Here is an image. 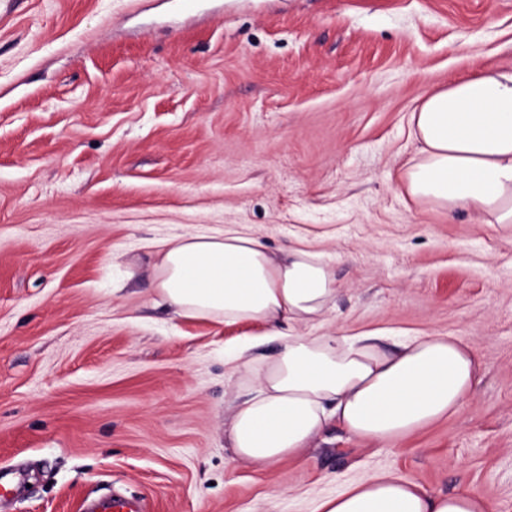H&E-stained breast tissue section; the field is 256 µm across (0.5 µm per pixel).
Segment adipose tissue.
<instances>
[{
    "label": "adipose tissue",
    "mask_w": 512,
    "mask_h": 512,
    "mask_svg": "<svg viewBox=\"0 0 512 512\" xmlns=\"http://www.w3.org/2000/svg\"><path fill=\"white\" fill-rule=\"evenodd\" d=\"M411 122L419 149L400 175L407 194L482 224H512V71L431 91ZM153 287L181 316L257 322L279 344L267 360L237 357L247 395L224 430L231 463L281 464L334 425L364 442L397 441L473 397L479 363L462 337L423 333L390 348L380 330L299 333L336 306V273L319 250L277 254L235 228L184 235L162 245ZM319 512H488V502L470 487L432 496L376 471L324 499Z\"/></svg>",
    "instance_id": "1"
}]
</instances>
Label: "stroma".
Here are the masks:
<instances>
[{
	"mask_svg": "<svg viewBox=\"0 0 512 512\" xmlns=\"http://www.w3.org/2000/svg\"><path fill=\"white\" fill-rule=\"evenodd\" d=\"M512 70V0H0V466L7 512H316L388 470L512 512V227L413 200V110ZM237 228L336 267L332 326L469 341L460 413L230 465L227 354L261 324L175 316L152 242ZM91 512H147V507L143 499L113 496L94 502L91 505Z\"/></svg>",
	"mask_w": 512,
	"mask_h": 512,
	"instance_id": "1",
	"label": "stroma"
}]
</instances>
